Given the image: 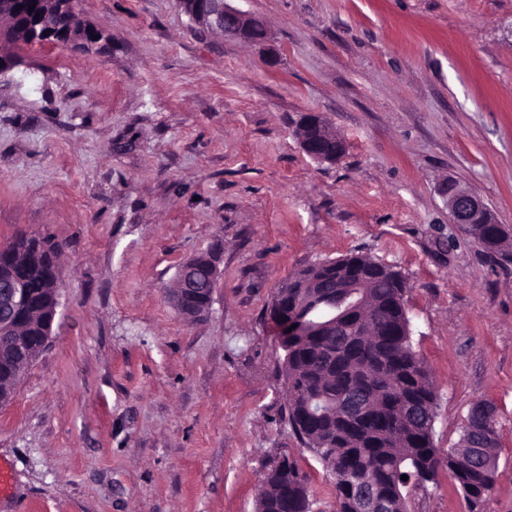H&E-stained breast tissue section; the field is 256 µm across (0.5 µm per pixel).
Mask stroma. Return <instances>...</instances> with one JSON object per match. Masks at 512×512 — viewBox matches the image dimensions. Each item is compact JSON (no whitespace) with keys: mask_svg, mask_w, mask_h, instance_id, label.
<instances>
[{"mask_svg":"<svg viewBox=\"0 0 512 512\" xmlns=\"http://www.w3.org/2000/svg\"><path fill=\"white\" fill-rule=\"evenodd\" d=\"M267 45L207 33L177 0H77L90 49H17L0 79V244L61 247L47 348L0 404V512H256L275 458L313 512L331 479L284 422L279 282L357 251L410 285L411 342L437 389L433 438L495 408L512 512V262L448 222L456 179L512 228V0H235ZM317 112L347 145L301 149ZM219 246L199 320L167 291ZM411 512H470L447 470ZM302 134L297 135L302 151L316 162L334 163L341 159L346 152V144L338 139L331 131L321 115L313 112L305 113L300 118ZM335 142V148L323 144V137Z\"/></svg>","mask_w":512,"mask_h":512,"instance_id":"1","label":"stroma"}]
</instances>
